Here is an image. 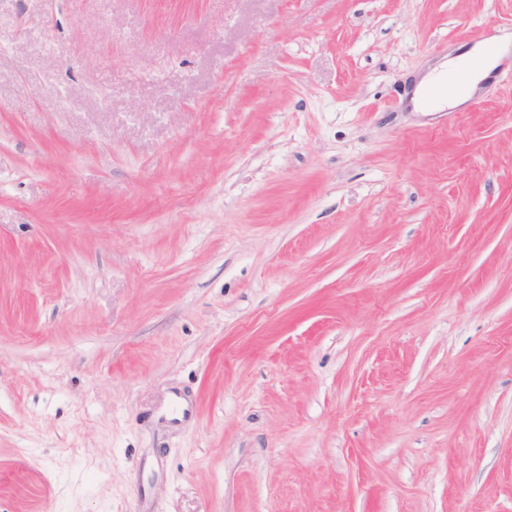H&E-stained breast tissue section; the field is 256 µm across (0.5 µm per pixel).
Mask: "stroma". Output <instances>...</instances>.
<instances>
[{
    "instance_id": "35a3bbf8",
    "label": "stroma",
    "mask_w": 512,
    "mask_h": 512,
    "mask_svg": "<svg viewBox=\"0 0 512 512\" xmlns=\"http://www.w3.org/2000/svg\"><path fill=\"white\" fill-rule=\"evenodd\" d=\"M506 33L0 0V512H512V50L405 102ZM507 44L501 38H492L476 44L470 51L459 57L448 58V69L423 77L416 85L412 100L415 105L428 98L433 106L455 107L466 102L480 90L481 85L498 65ZM469 59L481 60L476 68L464 69L463 63ZM446 72L460 75V83L455 87L446 88L444 78Z\"/></svg>"
}]
</instances>
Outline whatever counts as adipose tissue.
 Instances as JSON below:
<instances>
[{
  "label": "adipose tissue",
  "mask_w": 512,
  "mask_h": 512,
  "mask_svg": "<svg viewBox=\"0 0 512 512\" xmlns=\"http://www.w3.org/2000/svg\"><path fill=\"white\" fill-rule=\"evenodd\" d=\"M505 45L504 39L492 38L476 44L466 56L449 59L447 72L452 71L459 74V85L446 86L444 82L446 72L427 75L417 83L412 95L413 101L417 102L426 98L435 106L455 107L463 104L480 90L482 84L495 69ZM468 58L479 60V67L464 68L463 63Z\"/></svg>",
  "instance_id": "1"
}]
</instances>
